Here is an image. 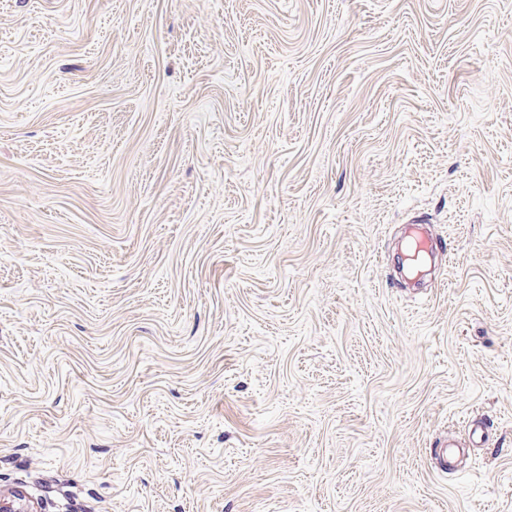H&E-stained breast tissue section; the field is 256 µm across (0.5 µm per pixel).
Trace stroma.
I'll use <instances>...</instances> for the list:
<instances>
[{
	"label": "stroma",
	"mask_w": 512,
	"mask_h": 512,
	"mask_svg": "<svg viewBox=\"0 0 512 512\" xmlns=\"http://www.w3.org/2000/svg\"><path fill=\"white\" fill-rule=\"evenodd\" d=\"M0 489L512 512V0H0ZM430 253V245L428 242L418 234H413L409 237L407 249V266L411 271L418 272L424 265L427 256Z\"/></svg>",
	"instance_id": "1"
}]
</instances>
